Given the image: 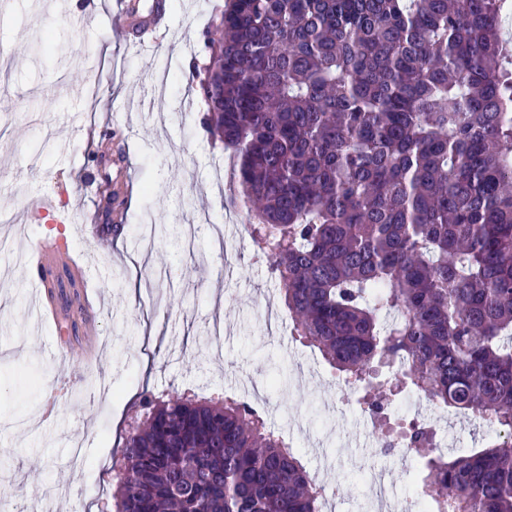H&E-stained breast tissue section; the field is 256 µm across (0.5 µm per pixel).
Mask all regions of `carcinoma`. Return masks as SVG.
Segmentation results:
<instances>
[{
    "label": "carcinoma",
    "instance_id": "cac0c4a2",
    "mask_svg": "<svg viewBox=\"0 0 512 512\" xmlns=\"http://www.w3.org/2000/svg\"><path fill=\"white\" fill-rule=\"evenodd\" d=\"M505 2L228 0L208 38L206 122L295 334L387 430L384 385L505 432L454 457L409 423L430 512H512ZM119 453L116 512H320L293 449L234 398L146 390Z\"/></svg>",
    "mask_w": 512,
    "mask_h": 512
}]
</instances>
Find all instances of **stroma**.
<instances>
[{
  "mask_svg": "<svg viewBox=\"0 0 512 512\" xmlns=\"http://www.w3.org/2000/svg\"><path fill=\"white\" fill-rule=\"evenodd\" d=\"M227 0H165L169 26L155 48L137 44L117 0H0V491L41 512H115L112 455L143 390L217 400L241 378L271 382L274 423L299 426L295 452L309 473L335 487L334 512H372L359 465L413 492L416 468L378 457V423L363 421L362 394L342 398L343 381L318 349L291 334L270 335L263 315L287 317L281 288L254 255L251 239L214 249L209 225L248 211L218 196L211 165L232 183L236 159L204 128L205 103L189 76L204 78L211 30ZM50 51H42L43 40ZM110 127L112 184L86 139ZM122 206L111 216L107 193ZM53 210L29 212L34 194ZM99 250L88 290L101 296V360L61 367L50 352L80 346L75 326L57 330L32 307L37 289L24 271L26 246L50 230ZM139 254L155 274L135 284L126 260ZM67 380L58 416L42 406ZM110 394L99 397L101 384ZM450 454L495 432L470 415L448 417Z\"/></svg>",
  "mask_w": 512,
  "mask_h": 512,
  "instance_id": "stroma-1",
  "label": "stroma"
}]
</instances>
